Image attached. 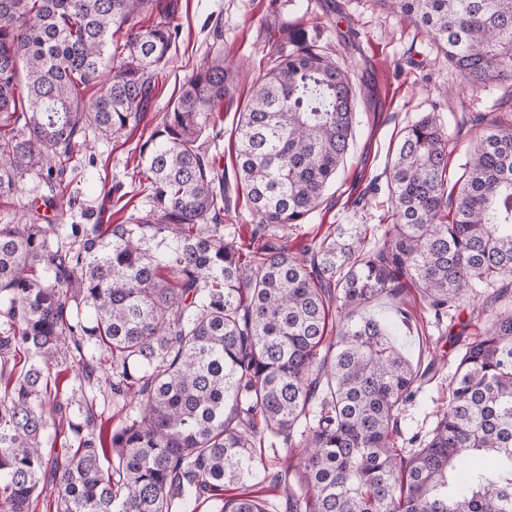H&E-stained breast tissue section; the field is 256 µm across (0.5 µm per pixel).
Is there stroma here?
<instances>
[{"label":"stroma","mask_w":512,"mask_h":512,"mask_svg":"<svg viewBox=\"0 0 512 512\" xmlns=\"http://www.w3.org/2000/svg\"><path fill=\"white\" fill-rule=\"evenodd\" d=\"M179 26L176 49L154 79L152 99L142 121L125 140L102 137L87 130L86 142L68 171L71 187L93 221L126 223L143 206L133 196L125 207L109 201L105 187H121L131 193L143 170L139 148L151 135L162 115L178 97L181 85L216 53L233 59L239 80L232 102L216 120L222 135L216 149L224 176L228 204L224 208L225 240H250L257 226L248 209L246 191L235 177V127L250 100L254 84L264 75L270 56L283 46L286 32L301 28L315 39L337 65L349 71L356 91L357 124L344 167L324 196L323 204L305 223L285 232L284 244L301 253L337 224H367L376 241H383L393 224L387 190L388 167L402 130L426 113L439 114L448 129V167L458 171L478 139L488 114L483 93L463 88L460 78L434 50H426L417 31L381 9L375 0H171ZM276 14L279 28L267 30L265 20ZM221 40H214V30ZM512 307V299L497 302L485 297L464 299L454 315L435 316L421 287L407 283L396 297L381 296L365 311L380 320L405 311L394 344L413 365H427L431 358L445 365L424 384L414 405L403 414L404 434L428 430L433 413L448 402L453 373L448 361L453 350L448 336L451 318L471 321L474 328L500 311Z\"/></svg>","instance_id":"stroma-1"}]
</instances>
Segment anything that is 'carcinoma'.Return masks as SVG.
Segmentation results:
<instances>
[{
	"label": "carcinoma",
	"mask_w": 512,
	"mask_h": 512,
	"mask_svg": "<svg viewBox=\"0 0 512 512\" xmlns=\"http://www.w3.org/2000/svg\"><path fill=\"white\" fill-rule=\"evenodd\" d=\"M416 29L496 113L461 171L429 113L389 166L394 224L370 246L338 224L302 258L224 240V178L203 139L238 78L222 54L183 84L141 145L144 207L127 224H81L64 183L86 129L119 138L149 103L174 39L162 0H0V196L33 176L55 194L0 224V512H172L186 494L219 512H266L258 448L297 459L274 475L287 512H512V310L461 339L448 404L405 437L400 419L431 373L388 325L358 313L409 278L442 313L512 276V0H376ZM159 20L147 29L143 12ZM99 87L85 99L86 89ZM349 73L300 29L236 126L251 214L288 230L322 204L353 140ZM54 211L47 224L41 207ZM344 310L327 335L329 305ZM105 350L102 361L90 355ZM31 354L13 376L10 364ZM63 360L129 408L112 428L79 417L47 370ZM64 420L77 448L45 446Z\"/></svg>",
	"instance_id": "carcinoma-1"
}]
</instances>
